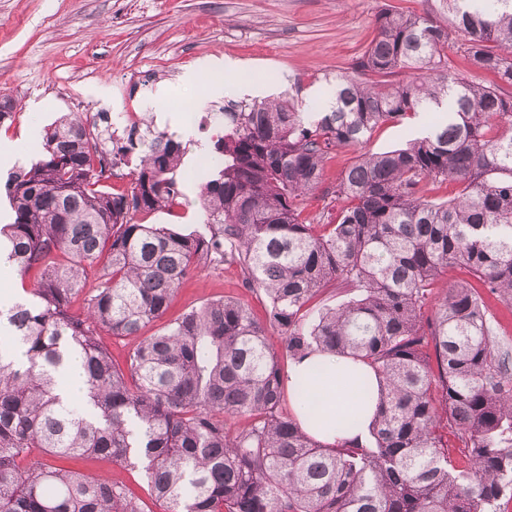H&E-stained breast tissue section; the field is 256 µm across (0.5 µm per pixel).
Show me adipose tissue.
Here are the masks:
<instances>
[{
    "instance_id": "adipose-tissue-1",
    "label": "adipose tissue",
    "mask_w": 512,
    "mask_h": 512,
    "mask_svg": "<svg viewBox=\"0 0 512 512\" xmlns=\"http://www.w3.org/2000/svg\"><path fill=\"white\" fill-rule=\"evenodd\" d=\"M367 380V392L357 385ZM290 387L306 386L307 396H293V413L303 428L319 440L333 444L341 440L366 441L377 417L379 391L375 375L365 364L350 366L348 359L317 354L292 363Z\"/></svg>"
}]
</instances>
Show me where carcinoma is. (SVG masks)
Instances as JSON below:
<instances>
[{
    "mask_svg": "<svg viewBox=\"0 0 512 512\" xmlns=\"http://www.w3.org/2000/svg\"><path fill=\"white\" fill-rule=\"evenodd\" d=\"M445 15L396 6L353 74L304 112L294 96L231 99L210 138L217 165L200 185L203 228L137 224L182 195L186 146L151 125L113 149L111 116L63 115L43 156L10 172L14 220L0 263L35 269L36 288L0 310L24 359L0 351V512H145L121 482L26 463L32 453L109 457L139 466L162 512H504L512 500V345L497 337L484 294L512 306V0H439ZM461 41L466 79L445 47ZM415 72L407 82L395 80ZM446 121L403 148L360 154L322 187L325 162L376 128L421 111ZM139 160L129 191L102 181ZM452 181L446 199L424 195ZM341 201L336 222L303 217L310 192ZM103 265L87 311H71ZM236 265L269 300L208 301L142 340L126 368L102 337L136 336L162 318L201 267ZM468 269L426 310L438 279ZM345 293L314 308L328 284ZM289 360L350 357L379 379L370 442L332 446L283 411L271 336ZM67 355L85 377L80 402L56 389ZM246 417L234 429L231 419Z\"/></svg>",
    "mask_w": 512,
    "mask_h": 512,
    "instance_id": "1",
    "label": "carcinoma"
}]
</instances>
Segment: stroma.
<instances>
[{
  "label": "stroma",
  "mask_w": 512,
  "mask_h": 512,
  "mask_svg": "<svg viewBox=\"0 0 512 512\" xmlns=\"http://www.w3.org/2000/svg\"><path fill=\"white\" fill-rule=\"evenodd\" d=\"M391 5L414 12L435 7L433 0H0V96L16 103L11 121L0 125V143L14 152L11 166L27 165L41 158L44 130L61 115L139 113L154 131L180 132L188 146L181 197L150 215L134 214V221L199 229L210 135L197 127L176 130L161 113L187 100L213 115L225 98H242L243 88L275 97L294 79L299 101L313 103L326 88L324 74L349 71L374 38L377 15ZM228 62L239 87L213 93V74ZM197 69L200 79L179 82L180 74ZM225 297L248 303L258 318L267 315V299L244 288L236 267L225 266L197 270L168 316ZM44 461L118 479L139 497L148 495L137 467L55 455Z\"/></svg>",
  "instance_id": "1"
}]
</instances>
